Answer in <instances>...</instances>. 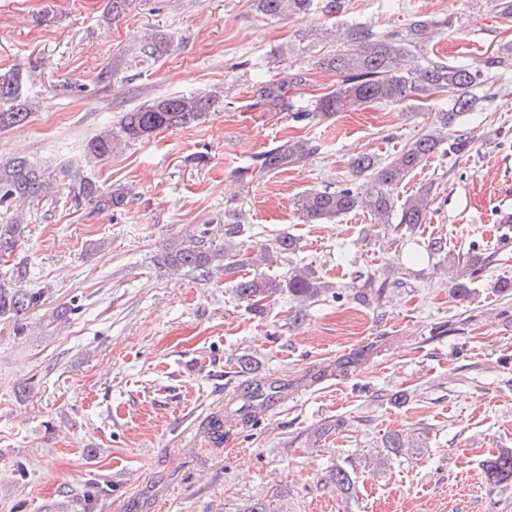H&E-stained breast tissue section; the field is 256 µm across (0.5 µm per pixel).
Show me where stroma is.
<instances>
[{"mask_svg":"<svg viewBox=\"0 0 512 512\" xmlns=\"http://www.w3.org/2000/svg\"><path fill=\"white\" fill-rule=\"evenodd\" d=\"M109 0H0V71L21 67L35 104L23 123L0 130V161L68 164L103 186L130 192L118 211L74 205L67 195L30 207L21 289L46 303L14 335L0 327V512H82L90 483H111L96 512H247L281 490L285 512H512V486L487 488L485 458L512 448V247L501 249L502 211L512 212V72L492 97L461 118L476 139L459 160L435 155L404 194L436 184L440 194L414 238L391 245L368 214L303 223L296 198L335 185L362 153L393 155L426 132L452 97L420 106L370 104L325 120L293 121L260 96L288 81L296 108L335 89L319 66L337 45L329 28L361 23L405 30L441 20L428 52L453 65L482 66L512 46V17L499 0H348L337 17L270 18L258 0H129L119 18ZM174 35L169 52L112 80L97 76L141 39ZM219 92L199 124L164 131L111 160L88 164L84 147L120 113L159 95ZM288 138L316 151L282 171L253 159ZM256 244L288 232L300 258L334 281L379 273L405 277L380 304L323 302L290 325L287 298L257 316L237 300L236 275L200 282L158 259L186 229L220 231L233 214ZM439 237L450 253L479 245L488 264L473 296L408 255ZM68 306L65 323L48 316ZM448 322V335H433ZM247 356L258 376L285 387L257 423L242 422ZM356 359L352 376L336 366ZM406 391L402 407L370 397ZM224 416V440L209 435ZM346 427L323 439L322 423ZM404 430L422 450L385 465L372 457L384 435ZM349 469L351 496L329 480ZM23 476H16L15 467Z\"/></svg>","mask_w":512,"mask_h":512,"instance_id":"obj_1","label":"stroma"}]
</instances>
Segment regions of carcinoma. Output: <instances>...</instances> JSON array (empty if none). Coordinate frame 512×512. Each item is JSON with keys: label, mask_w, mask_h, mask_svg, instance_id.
<instances>
[{"label": "carcinoma", "mask_w": 512, "mask_h": 512, "mask_svg": "<svg viewBox=\"0 0 512 512\" xmlns=\"http://www.w3.org/2000/svg\"><path fill=\"white\" fill-rule=\"evenodd\" d=\"M345 7L346 0H258L263 14L278 18H305L318 13L335 17ZM432 24V19L416 20L401 34H377L369 26H353L343 33L336 54L322 60L324 67L336 72L339 86L320 96L312 110L291 113L296 122L356 110L370 103L420 102L438 94L453 95V104L450 110L439 113L432 129L399 152L385 158L358 155L350 163V176L339 181L336 188L301 195L295 205L304 223L321 224L362 211L374 219L385 236L394 240L412 235L426 223L430 207L439 195L434 185H423L403 200L400 189L432 154L439 151L461 158L472 151L474 137L458 126L461 114L475 111L481 103V98L472 90L490 79V73L512 69V51L507 49L487 59L481 67L451 65L431 58L420 67H408L406 59L411 49L423 47ZM168 47L169 38L155 34L130 58L114 61L103 78L123 68L147 64L165 54ZM24 84L23 71L19 68L0 74V126L21 123L31 113L32 105L23 98ZM218 100L219 96L213 92L158 96L122 113L117 123L92 137L85 146L86 155L96 162L106 161L163 130L191 126L215 108ZM315 151L316 148L304 139L286 140L255 156V161L259 169L273 171L297 165ZM64 188L73 190L71 199L77 205L85 201L98 208L120 210L128 198L125 189L106 191L77 169L45 167L26 158L0 162V258H14L13 278H22L27 273L25 259L16 256L26 232L25 206L47 197L54 198L57 191ZM210 235V229L203 228L171 240L159 258L160 264L174 273L185 271L206 280L219 260L226 270L245 266L274 267L288 262L292 267L283 275L261 272L240 280L236 295L257 313L263 311V301L286 295L294 302V315L289 320L295 324L306 315V308L316 303L352 300L371 305L378 302L391 285L390 280L374 273L350 285H341L325 279L311 263L293 265V256L300 245L290 233L283 232L260 245L255 255L248 245L250 227L239 220L224 224L223 245L215 246ZM449 269L452 294L466 300L484 276L486 261L474 246L452 258ZM44 304V291H26L0 282V322L10 324L13 332H24L27 328L24 316ZM281 393L282 386L277 383L254 379L244 416L256 417ZM382 445L387 453L396 457L413 455L419 450V446L400 430L387 434ZM483 473L491 488L512 485V449H502L486 460ZM329 477L341 493L354 491V481L343 467L331 468ZM109 492L106 484L91 486L84 495V512H93L99 499Z\"/></svg>", "instance_id": "obj_1"}]
</instances>
